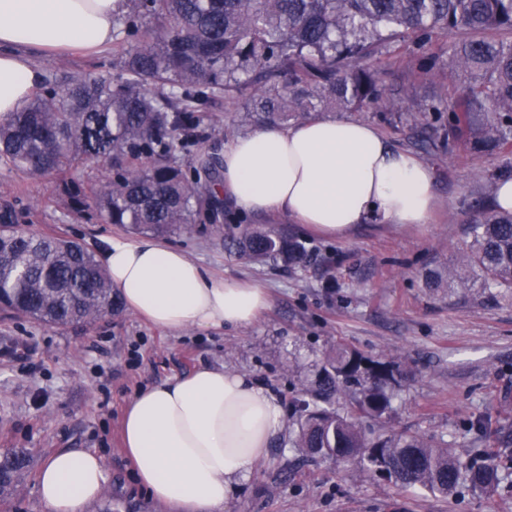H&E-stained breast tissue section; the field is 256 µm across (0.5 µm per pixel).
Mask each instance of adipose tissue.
<instances>
[{
	"label": "adipose tissue",
	"mask_w": 512,
	"mask_h": 512,
	"mask_svg": "<svg viewBox=\"0 0 512 512\" xmlns=\"http://www.w3.org/2000/svg\"><path fill=\"white\" fill-rule=\"evenodd\" d=\"M124 0H0V117L44 80L30 51H97L111 43ZM236 210L275 212L328 235L368 220L425 224L435 206L431 169L360 120L265 125L225 148L220 188ZM127 310L170 331L243 327L269 305L264 288L211 276L151 237H112L99 252ZM283 427L276 397L249 375L202 367L136 393L122 435L136 478L156 501L223 512ZM46 512H84L105 487L103 461L62 449L38 474Z\"/></svg>",
	"instance_id": "ef3b65f1"
}]
</instances>
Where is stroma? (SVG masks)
Instances as JSON below:
<instances>
[{
    "label": "stroma",
    "mask_w": 512,
    "mask_h": 512,
    "mask_svg": "<svg viewBox=\"0 0 512 512\" xmlns=\"http://www.w3.org/2000/svg\"><path fill=\"white\" fill-rule=\"evenodd\" d=\"M448 42L447 31L438 30L414 51L435 60L428 76L407 66L412 51L399 41L365 65L415 103L454 98L464 77L448 68ZM116 59L109 47L93 55L41 54L35 62L52 80L65 73L109 75ZM213 112L217 132L207 146L216 153L254 129L230 101H217ZM361 119L433 170L436 208L429 224L369 222L333 238L275 213L236 215L238 224L298 239L309 255L301 266L240 260L221 225L185 226L163 236L164 244L215 277L268 289L270 304L251 325L173 333L126 310L89 326L55 329L0 315V451L26 448L33 455L8 512H44L38 472L62 448L102 458L112 512H178L139 487L121 419L141 389L204 366L253 377L277 397L284 414L282 432L224 512H512V296L479 284L467 290L426 284L429 271L447 270L467 249L476 211L494 204L487 182L512 166V152L475 157L460 145L428 152L406 122L377 112ZM4 192L29 208L31 231L75 239L93 251L112 237L135 236L72 211L56 180H31L0 166ZM337 343L372 361L395 362L406 374L390 414L366 421L367 431L421 435L468 460L485 446L469 423L488 422L509 437L500 484L442 498L365 478L354 467L293 447L291 403L314 401V382Z\"/></svg>",
    "instance_id": "stroma-1"
}]
</instances>
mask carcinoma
Wrapping results in <instances>:
<instances>
[{"label": "carcinoma", "mask_w": 512, "mask_h": 512, "mask_svg": "<svg viewBox=\"0 0 512 512\" xmlns=\"http://www.w3.org/2000/svg\"><path fill=\"white\" fill-rule=\"evenodd\" d=\"M438 28L462 34L448 59L469 84L453 105L438 96L406 106L375 71L349 67L398 38L425 42ZM112 42L115 74L66 75L0 122V164L30 179L61 177L71 203L103 224L165 234L223 223L246 262H307L297 241L226 221L222 161L201 148L216 132L209 108L221 96L244 101L243 119L255 125L313 112H403L435 148L462 143L477 156L512 149V0H126ZM185 155L186 168L178 162ZM101 163L112 178L73 179ZM20 217L17 200H0L1 312L64 329L122 311L91 250L31 232ZM471 235L456 267L428 273L430 286L466 288L478 277L511 294L512 212L482 210ZM401 379L395 364L334 345L319 374L324 406L292 402L294 446L442 497L497 484L492 445L481 462L465 463L415 434L366 433L363 419L391 412ZM341 390L351 391L350 412L332 407ZM31 460L24 449L0 454L1 502Z\"/></svg>", "instance_id": "1"}]
</instances>
